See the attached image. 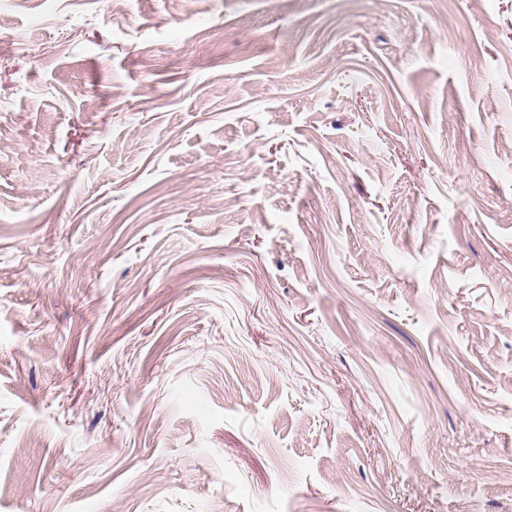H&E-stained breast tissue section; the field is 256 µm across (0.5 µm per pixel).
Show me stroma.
Returning <instances> with one entry per match:
<instances>
[{
	"label": "stroma",
	"instance_id": "35a3bbf8",
	"mask_svg": "<svg viewBox=\"0 0 512 512\" xmlns=\"http://www.w3.org/2000/svg\"><path fill=\"white\" fill-rule=\"evenodd\" d=\"M0 512H512V0H0Z\"/></svg>",
	"mask_w": 512,
	"mask_h": 512
}]
</instances>
